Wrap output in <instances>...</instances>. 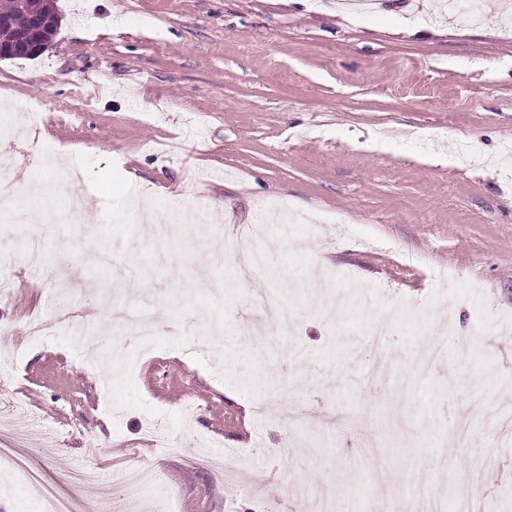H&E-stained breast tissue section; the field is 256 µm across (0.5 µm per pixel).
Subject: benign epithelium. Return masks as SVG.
<instances>
[{"label": "benign epithelium", "instance_id": "7a95c632", "mask_svg": "<svg viewBox=\"0 0 512 512\" xmlns=\"http://www.w3.org/2000/svg\"><path fill=\"white\" fill-rule=\"evenodd\" d=\"M20 5L27 23L12 28L10 36L0 40V60L41 55L57 31L58 14L51 0H20Z\"/></svg>", "mask_w": 512, "mask_h": 512}]
</instances>
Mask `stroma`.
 Wrapping results in <instances>:
<instances>
[{"label": "stroma", "instance_id": "35a3bbf8", "mask_svg": "<svg viewBox=\"0 0 512 512\" xmlns=\"http://www.w3.org/2000/svg\"><path fill=\"white\" fill-rule=\"evenodd\" d=\"M356 9L338 0H56L35 59L0 62L27 134L0 141L17 189L88 200L32 258L0 223V446L74 512L116 475L129 512H261L334 494V512H396L426 492L512 512V14ZM265 266L240 279L241 230ZM123 302L168 325L156 349L100 355L116 271ZM278 299L269 318L252 295ZM74 308L22 343L30 315ZM391 323L389 378L362 373ZM449 322L442 362L416 354ZM324 418L289 426L285 406ZM159 423L172 445L145 436ZM288 455H280L282 446ZM233 453V469L210 467ZM94 469L99 484L69 475ZM116 480L122 489V495L112 499L107 511L126 512L128 510L125 505L130 501L141 499L144 496V490L135 477L121 476L116 478Z\"/></svg>", "mask_w": 512, "mask_h": 512}]
</instances>
